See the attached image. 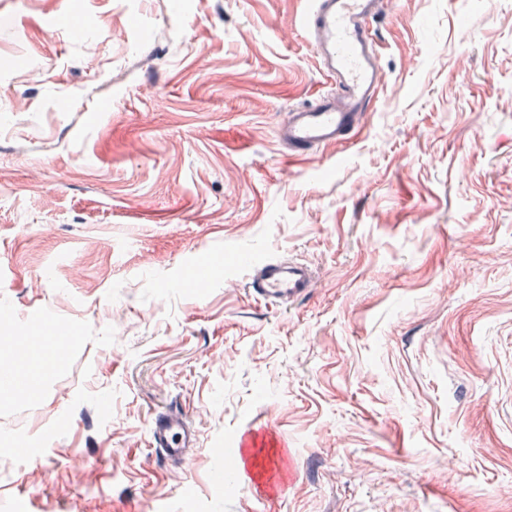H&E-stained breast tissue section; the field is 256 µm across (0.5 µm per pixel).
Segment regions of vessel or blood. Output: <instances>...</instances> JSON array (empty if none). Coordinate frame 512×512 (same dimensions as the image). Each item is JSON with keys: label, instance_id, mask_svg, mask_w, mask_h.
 <instances>
[{"label": "vessel or blood", "instance_id": "1", "mask_svg": "<svg viewBox=\"0 0 512 512\" xmlns=\"http://www.w3.org/2000/svg\"><path fill=\"white\" fill-rule=\"evenodd\" d=\"M381 5L382 0H312L305 29L336 90L289 111L287 120L278 126L276 137L288 157L346 142L377 101L383 73L369 23L380 16ZM246 286L256 299L287 304L312 292L315 275L306 264L273 256L250 269ZM260 434V429H248L238 444L237 473L257 494L269 492L271 480L283 481L291 475V464L284 455L276 460L271 479L253 472L250 450L256 447ZM149 436L152 446L172 459L182 458L197 444L193 427L178 408L156 414Z\"/></svg>", "mask_w": 512, "mask_h": 512}]
</instances>
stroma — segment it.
<instances>
[{
    "label": "stroma",
    "instance_id": "1",
    "mask_svg": "<svg viewBox=\"0 0 512 512\" xmlns=\"http://www.w3.org/2000/svg\"><path fill=\"white\" fill-rule=\"evenodd\" d=\"M308 3L0 0V336L73 332L0 401V512H512V0H384L376 104L291 159L335 89ZM275 255L315 272L287 307L244 286ZM153 447L172 459H180L188 448H195L197 435L183 411L170 408L155 415L149 426ZM264 432L266 430L263 428H250L242 433L238 444L241 459L237 467L238 477L240 480L243 476L248 479L246 485L250 491L255 493L257 499L261 496V492L267 493L271 488L270 479H263L256 475L249 463L250 448L257 447V440Z\"/></svg>",
    "mask_w": 512,
    "mask_h": 512
}]
</instances>
